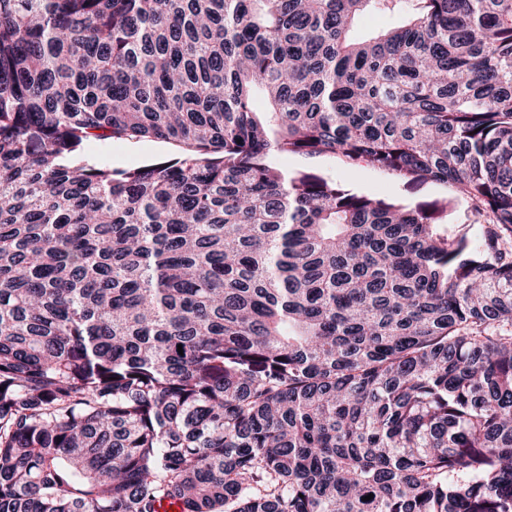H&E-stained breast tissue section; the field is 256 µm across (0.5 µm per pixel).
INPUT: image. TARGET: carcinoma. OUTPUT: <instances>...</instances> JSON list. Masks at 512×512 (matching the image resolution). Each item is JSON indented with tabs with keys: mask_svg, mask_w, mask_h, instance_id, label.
I'll return each mask as SVG.
<instances>
[{
	"mask_svg": "<svg viewBox=\"0 0 512 512\" xmlns=\"http://www.w3.org/2000/svg\"><path fill=\"white\" fill-rule=\"evenodd\" d=\"M165 500L512 512V0H0V512ZM178 153L175 144L153 139H112L104 143H92L87 150L92 160L115 170L142 166ZM269 161L288 173L298 169H312L323 176L349 185L357 193L378 196L407 206H414L419 201L440 200L444 197L454 199L455 206L448 216V224H442L440 230L448 235L467 229L471 235L480 233L477 224L472 222L470 203L449 185L429 182L412 190L395 175L366 166L349 168L337 157L329 155L318 158L271 155Z\"/></svg>",
	"mask_w": 512,
	"mask_h": 512,
	"instance_id": "1",
	"label": "carcinoma"
}]
</instances>
